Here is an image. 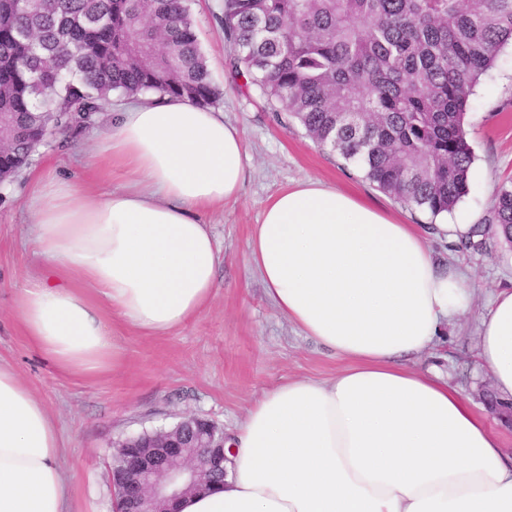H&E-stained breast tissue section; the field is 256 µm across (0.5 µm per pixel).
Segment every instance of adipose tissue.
<instances>
[{"label": "adipose tissue", "instance_id": "adipose-tissue-1", "mask_svg": "<svg viewBox=\"0 0 512 512\" xmlns=\"http://www.w3.org/2000/svg\"><path fill=\"white\" fill-rule=\"evenodd\" d=\"M96 146L118 186L33 176L26 243L39 271L15 308L32 344L67 375L122 359L107 329L167 335L213 299L219 249L208 211L237 200L249 157L224 115L151 97L113 112ZM247 262L276 312L335 357L328 380L264 392L224 442L226 474L179 512H512V456L438 369L432 348L472 303L413 225L319 179L266 203ZM476 365L512 398V289L490 301ZM62 442L46 406L0 364V512H68Z\"/></svg>", "mask_w": 512, "mask_h": 512}]
</instances>
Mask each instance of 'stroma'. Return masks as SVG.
I'll list each match as a JSON object with an SVG mask.
<instances>
[{"mask_svg": "<svg viewBox=\"0 0 512 512\" xmlns=\"http://www.w3.org/2000/svg\"><path fill=\"white\" fill-rule=\"evenodd\" d=\"M189 4L200 49L222 92L218 109L239 130L250 157L239 199L208 216L221 254L206 310L165 336L112 324L123 351L120 365L94 379L62 374L25 336L14 306L17 289L39 269L26 245L30 177L40 172L88 180L97 192L111 189L112 180L99 176L103 162L92 132L85 131L58 134L11 184L0 187V361L15 369L56 421L70 512H112L110 475L120 440L190 415L229 434L253 401L284 379L328 380L336 374L340 361L275 312L246 260L251 226L269 198L310 178L417 225L437 260L466 271L473 290L470 308L443 325L438 345L410 365L446 373L512 455V416L498 405L490 376L476 367L488 303L497 290L512 288V248L488 228L482 247L464 245L474 227L486 225L501 186L512 182V44L499 52L470 99L467 130L475 159L469 192L451 213L434 219L377 189L336 151L314 143L299 123L279 122L258 92L229 83L224 0Z\"/></svg>", "mask_w": 512, "mask_h": 512, "instance_id": "stroma-1", "label": "stroma"}]
</instances>
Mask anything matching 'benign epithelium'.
Instances as JSON below:
<instances>
[{"mask_svg": "<svg viewBox=\"0 0 512 512\" xmlns=\"http://www.w3.org/2000/svg\"><path fill=\"white\" fill-rule=\"evenodd\" d=\"M224 461V432L188 416L161 438L131 444L112 485L121 487L122 512H176L183 495L224 475Z\"/></svg>", "mask_w": 512, "mask_h": 512, "instance_id": "7a95c632", "label": "benign epithelium"}]
</instances>
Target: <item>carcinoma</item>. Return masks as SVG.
I'll list each match as a JSON object with an SVG mask.
<instances>
[{
	"instance_id": "obj_1",
	"label": "carcinoma",
	"mask_w": 512,
	"mask_h": 512,
	"mask_svg": "<svg viewBox=\"0 0 512 512\" xmlns=\"http://www.w3.org/2000/svg\"><path fill=\"white\" fill-rule=\"evenodd\" d=\"M0 0V183L25 135L92 127L118 96L221 98L187 0ZM229 80L256 87L378 189L433 216L469 190L470 97L512 42V0H224ZM489 225L512 243V186Z\"/></svg>"
}]
</instances>
